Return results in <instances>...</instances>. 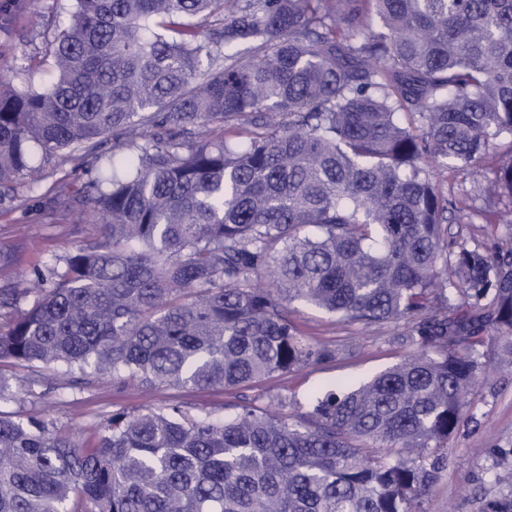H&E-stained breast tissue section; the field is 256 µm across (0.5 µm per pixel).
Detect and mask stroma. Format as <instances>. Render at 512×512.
Wrapping results in <instances>:
<instances>
[{
    "mask_svg": "<svg viewBox=\"0 0 512 512\" xmlns=\"http://www.w3.org/2000/svg\"><path fill=\"white\" fill-rule=\"evenodd\" d=\"M74 6L75 0H0V80L20 89L46 86L53 69V34L67 23ZM33 162L41 170L38 183L19 175L0 180V288L20 293L10 310L14 318L33 303L27 288L37 267L100 236L89 205L77 194L97 175L94 153L75 158L38 150ZM297 310L307 336L338 346L334 361L275 373L242 390L162 386L145 393L132 384L113 383L108 374L94 376L87 387L71 389L54 377L20 400L0 404V412L23 421L42 418L80 443L96 440L108 417L117 412L137 415L176 405L193 414L220 417L246 401L260 407L279 403L284 413L297 414L307 411L315 392L369 378L418 350L417 344L402 338L412 327L408 321L367 327L302 304ZM470 405L475 418L463 420L449 439L446 465L425 500L424 512H484L485 502L498 494L484 469L493 448L512 446V361L490 359Z\"/></svg>",
    "mask_w": 512,
    "mask_h": 512,
    "instance_id": "obj_1",
    "label": "stroma"
}]
</instances>
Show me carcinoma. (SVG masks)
Here are the masks:
<instances>
[{"label": "carcinoma", "instance_id": "obj_1", "mask_svg": "<svg viewBox=\"0 0 512 512\" xmlns=\"http://www.w3.org/2000/svg\"><path fill=\"white\" fill-rule=\"evenodd\" d=\"M226 4L75 0L48 86L0 83V180L35 147L124 149L89 184L102 239L0 321V362L29 370L0 402L45 370L227 389L335 359L295 302L413 317L420 351L304 413H116L91 446L0 412V512H422L480 349L512 360V235L448 238L463 208L428 173L512 137V0ZM488 171L478 195L512 199V158ZM491 456L512 512V448Z\"/></svg>", "mask_w": 512, "mask_h": 512}]
</instances>
